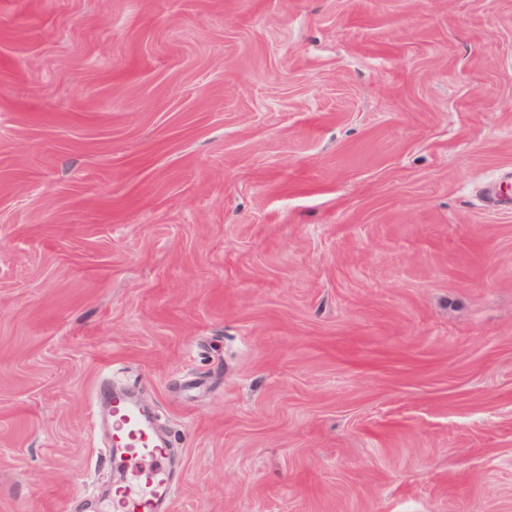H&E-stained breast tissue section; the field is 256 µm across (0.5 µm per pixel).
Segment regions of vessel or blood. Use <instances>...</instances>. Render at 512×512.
Here are the masks:
<instances>
[{"label": "vessel or blood", "instance_id": "obj_1", "mask_svg": "<svg viewBox=\"0 0 512 512\" xmlns=\"http://www.w3.org/2000/svg\"><path fill=\"white\" fill-rule=\"evenodd\" d=\"M107 408L110 445L130 455L135 465L113 498L116 512H166L172 497L167 448L155 436L139 405L102 388Z\"/></svg>", "mask_w": 512, "mask_h": 512}]
</instances>
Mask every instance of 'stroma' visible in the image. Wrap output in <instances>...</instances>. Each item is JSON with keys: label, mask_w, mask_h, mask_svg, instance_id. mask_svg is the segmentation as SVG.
I'll list each match as a JSON object with an SVG mask.
<instances>
[{"label": "stroma", "mask_w": 512, "mask_h": 512, "mask_svg": "<svg viewBox=\"0 0 512 512\" xmlns=\"http://www.w3.org/2000/svg\"><path fill=\"white\" fill-rule=\"evenodd\" d=\"M512 512V0H0V512ZM101 398L107 408L109 459L113 448L136 461L129 478L118 485L113 507L120 512H164L172 497L167 448L153 432L139 405L105 386ZM113 447V448H112Z\"/></svg>", "instance_id": "obj_1"}]
</instances>
